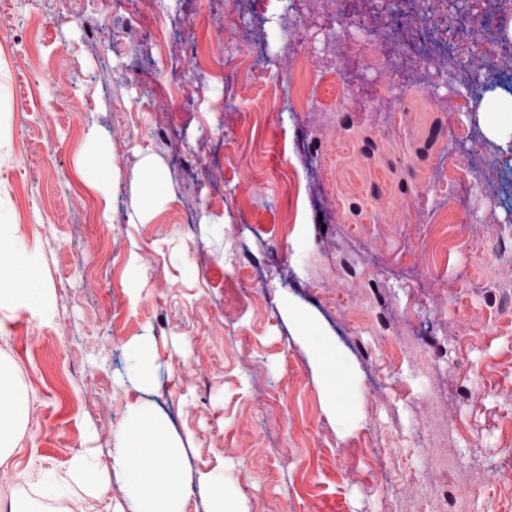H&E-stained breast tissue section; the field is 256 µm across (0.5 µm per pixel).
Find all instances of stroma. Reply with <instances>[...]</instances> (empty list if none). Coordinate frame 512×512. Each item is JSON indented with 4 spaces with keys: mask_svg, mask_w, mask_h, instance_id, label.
I'll list each match as a JSON object with an SVG mask.
<instances>
[{
    "mask_svg": "<svg viewBox=\"0 0 512 512\" xmlns=\"http://www.w3.org/2000/svg\"><path fill=\"white\" fill-rule=\"evenodd\" d=\"M0 13V205L52 295L43 314L0 311V358L31 398L0 504L39 499L38 470L78 452L109 463L138 398L181 440L184 512H206L197 479L218 466L242 512H443L447 494L455 512H512V142L487 136L489 95L470 86L512 95L504 0H0ZM387 26L412 61L399 72L370 48ZM92 130L112 145L103 192L78 173ZM146 154L171 192L133 222ZM450 222L468 243L422 253ZM292 302L334 335L357 386L345 425ZM145 333L148 386L127 353ZM76 497L120 512L125 479L110 470Z\"/></svg>",
    "mask_w": 512,
    "mask_h": 512,
    "instance_id": "obj_1",
    "label": "stroma"
}]
</instances>
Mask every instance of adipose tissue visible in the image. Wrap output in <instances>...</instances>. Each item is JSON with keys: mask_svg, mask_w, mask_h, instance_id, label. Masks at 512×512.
Returning a JSON list of instances; mask_svg holds the SVG:
<instances>
[{"mask_svg": "<svg viewBox=\"0 0 512 512\" xmlns=\"http://www.w3.org/2000/svg\"><path fill=\"white\" fill-rule=\"evenodd\" d=\"M15 224L13 213L0 206V309L20 307L42 314L49 308V297L41 265L34 251L12 247ZM296 321L313 351L330 410L344 415L349 388L334 338L304 313H297ZM30 405L13 365L0 361V466L14 451L17 430ZM111 457L113 468L121 470L126 479L129 512H183L182 448L163 417L140 401L128 402L127 420L116 432ZM108 471L93 465L88 453L79 452L64 473L44 479L41 493L48 500L66 501L75 488L102 485ZM197 488L208 502L209 512H240L238 488L226 480L223 469L200 474Z\"/></svg>", "mask_w": 512, "mask_h": 512, "instance_id": "obj_1", "label": "adipose tissue"}]
</instances>
